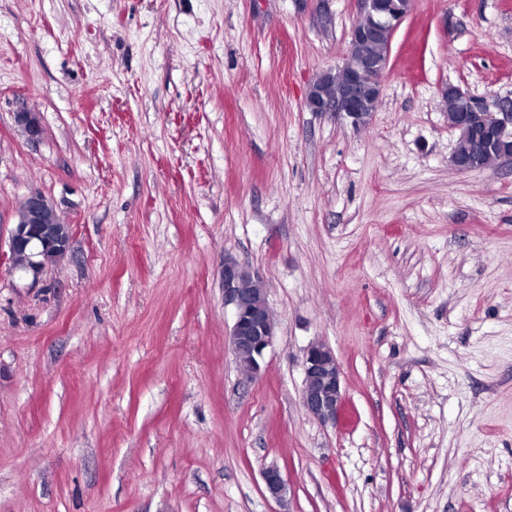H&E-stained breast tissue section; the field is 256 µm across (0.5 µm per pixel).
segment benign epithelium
Segmentation results:
<instances>
[{
  "instance_id": "obj_1",
  "label": "benign epithelium",
  "mask_w": 512,
  "mask_h": 512,
  "mask_svg": "<svg viewBox=\"0 0 512 512\" xmlns=\"http://www.w3.org/2000/svg\"><path fill=\"white\" fill-rule=\"evenodd\" d=\"M354 23L343 63L323 73L310 87L306 103L314 112H332L355 128L369 124L381 101L382 83L371 75L385 72L389 59L368 55L361 48L382 36L394 35L411 11V0H357ZM446 94L458 99L448 126L470 135L484 147L496 151L498 163L512 165V97L488 100L458 86L448 85ZM15 126L30 141L41 138L39 113L23 109L13 113ZM70 225L60 221L56 204L38 190L30 191L16 209L9 229L8 249L11 271L41 281L44 270L58 264L69 252ZM262 278L237 260L224 258V305L232 308L234 323L229 345L235 352L251 356L249 373L256 377L275 336V322L268 306L257 299ZM301 403L306 413L321 424H334L345 405L342 373L335 353L322 342L309 345L303 359ZM266 492L277 500L287 495V483L280 470L268 467L262 474Z\"/></svg>"
}]
</instances>
